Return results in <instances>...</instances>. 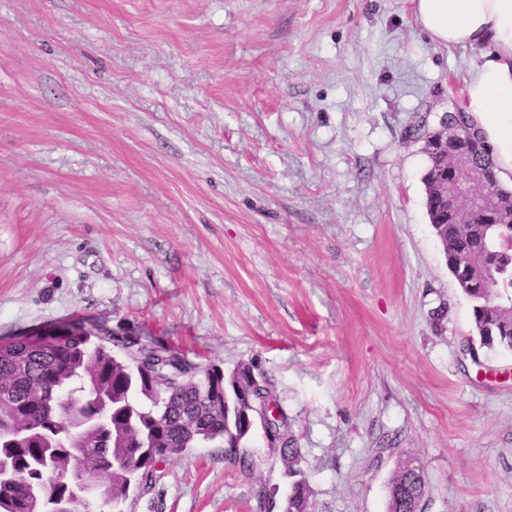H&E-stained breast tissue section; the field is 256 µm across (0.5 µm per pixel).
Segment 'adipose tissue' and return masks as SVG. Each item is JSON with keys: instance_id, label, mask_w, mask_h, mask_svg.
Masks as SVG:
<instances>
[{"instance_id": "obj_1", "label": "adipose tissue", "mask_w": 512, "mask_h": 512, "mask_svg": "<svg viewBox=\"0 0 512 512\" xmlns=\"http://www.w3.org/2000/svg\"><path fill=\"white\" fill-rule=\"evenodd\" d=\"M434 40L478 49L456 108L493 146L498 177L512 181V0H414Z\"/></svg>"}]
</instances>
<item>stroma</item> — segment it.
<instances>
[{"label": "stroma", "mask_w": 512, "mask_h": 512, "mask_svg": "<svg viewBox=\"0 0 512 512\" xmlns=\"http://www.w3.org/2000/svg\"><path fill=\"white\" fill-rule=\"evenodd\" d=\"M479 55L413 0H0V341L72 322L276 383L314 512H512V352L426 209L413 128ZM171 457L124 512H266L288 480ZM408 468L400 467L389 484L387 512H411L416 502H423L426 496L424 475L411 472H418L419 467L408 465Z\"/></svg>", "instance_id": "obj_1"}]
</instances>
